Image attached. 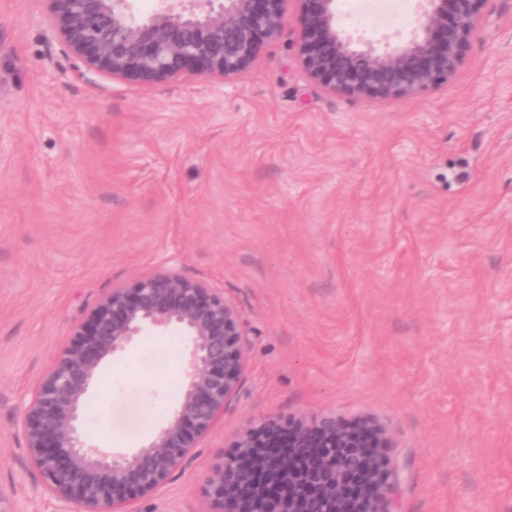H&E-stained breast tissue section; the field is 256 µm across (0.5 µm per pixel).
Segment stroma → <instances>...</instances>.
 Masks as SVG:
<instances>
[{
    "instance_id": "stroma-1",
    "label": "stroma",
    "mask_w": 512,
    "mask_h": 512,
    "mask_svg": "<svg viewBox=\"0 0 512 512\" xmlns=\"http://www.w3.org/2000/svg\"><path fill=\"white\" fill-rule=\"evenodd\" d=\"M49 0H0V492L60 512L22 410L89 308L164 268L238 310L223 421L131 512H205L203 475L268 415L384 431L398 512H512V0L435 89L374 100L301 65L298 0L228 80L67 74ZM141 337L86 430L154 432L181 363Z\"/></svg>"
}]
</instances>
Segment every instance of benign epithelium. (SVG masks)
<instances>
[{"label": "benign epithelium", "mask_w": 512, "mask_h": 512, "mask_svg": "<svg viewBox=\"0 0 512 512\" xmlns=\"http://www.w3.org/2000/svg\"><path fill=\"white\" fill-rule=\"evenodd\" d=\"M49 26L69 69L138 83L187 70L230 79L254 64L282 25L283 0H49ZM308 76L347 96L402 99L433 89L463 64L485 0H418L415 26L392 48L356 40L337 0H298ZM168 333L184 351L185 382L169 415L136 449L89 442L88 401L103 365L138 336ZM244 371L240 314L208 283L162 269L112 288L76 325L35 383L23 416L29 464L62 512H130L155 494L224 418ZM206 512H397L384 434L368 419L264 416L218 454L202 480Z\"/></svg>", "instance_id": "benign-epithelium-1"}]
</instances>
